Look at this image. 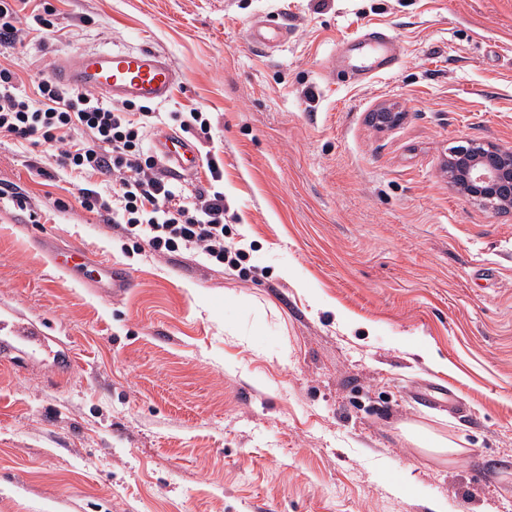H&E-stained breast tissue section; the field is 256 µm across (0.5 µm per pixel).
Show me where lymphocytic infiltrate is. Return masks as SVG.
Listing matches in <instances>:
<instances>
[{
  "mask_svg": "<svg viewBox=\"0 0 512 512\" xmlns=\"http://www.w3.org/2000/svg\"><path fill=\"white\" fill-rule=\"evenodd\" d=\"M28 3L0 0V46L13 48L31 33L57 30L54 10L30 14ZM150 114L149 106L115 105L48 79L28 89L0 65V138L46 147L58 171L78 183L83 207L106 223L122 225L133 250L193 251L248 277L246 254L231 241L225 224L223 162L208 158V186L185 192L144 148ZM99 175L107 177V188L98 187Z\"/></svg>",
  "mask_w": 512,
  "mask_h": 512,
  "instance_id": "1",
  "label": "lymphocytic infiltrate"
}]
</instances>
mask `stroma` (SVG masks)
Segmentation results:
<instances>
[{
    "label": "stroma",
    "mask_w": 512,
    "mask_h": 512,
    "mask_svg": "<svg viewBox=\"0 0 512 512\" xmlns=\"http://www.w3.org/2000/svg\"><path fill=\"white\" fill-rule=\"evenodd\" d=\"M35 3L58 29L6 50L23 83L86 48L172 61L147 136L208 114L193 142L224 163L252 273L125 250L53 159L0 140V336L47 338L0 357V512H512V210L447 169L470 140L512 148V0ZM259 17L287 27L279 50L250 43ZM378 27L392 74L330 73ZM385 108L397 126L373 122ZM45 237L133 288L58 273ZM407 424L458 453L408 443ZM171 114V119L175 122L179 123L180 128L189 132L190 130L196 129L200 131V134H203L204 137H208V133L210 132L211 125L209 119L204 115L203 112H198L197 110L184 113V112H173ZM182 114H189L188 116H183ZM199 128H198V127Z\"/></svg>",
    "instance_id": "1"
}]
</instances>
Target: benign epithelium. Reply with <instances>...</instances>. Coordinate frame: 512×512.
<instances>
[{
	"mask_svg": "<svg viewBox=\"0 0 512 512\" xmlns=\"http://www.w3.org/2000/svg\"><path fill=\"white\" fill-rule=\"evenodd\" d=\"M448 178L469 196L500 207L512 205V149L469 142L453 149Z\"/></svg>",
	"mask_w": 512,
	"mask_h": 512,
	"instance_id": "obj_1",
	"label": "benign epithelium"
}]
</instances>
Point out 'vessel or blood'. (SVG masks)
Wrapping results in <instances>:
<instances>
[{"label": "vessel or blood", "mask_w": 512, "mask_h": 512, "mask_svg": "<svg viewBox=\"0 0 512 512\" xmlns=\"http://www.w3.org/2000/svg\"><path fill=\"white\" fill-rule=\"evenodd\" d=\"M249 37L254 45L273 49L287 42L288 29L259 20L251 25ZM395 44V38L386 35L368 45L365 73L374 76L391 74L396 64L391 53ZM54 77L70 88L93 89L122 100L159 104L170 98L177 82L176 71L169 58L147 46L83 50L65 61ZM154 147L174 172L189 175L200 166L197 146L180 136L159 138L155 140ZM47 249L55 270L87 287L111 293L133 285L128 271L113 265L111 259L90 257L80 246L60 247L51 243ZM43 342L38 330L22 328L12 340L0 341V352L32 348Z\"/></svg>", "instance_id": "vessel-or-blood-1"}]
</instances>
